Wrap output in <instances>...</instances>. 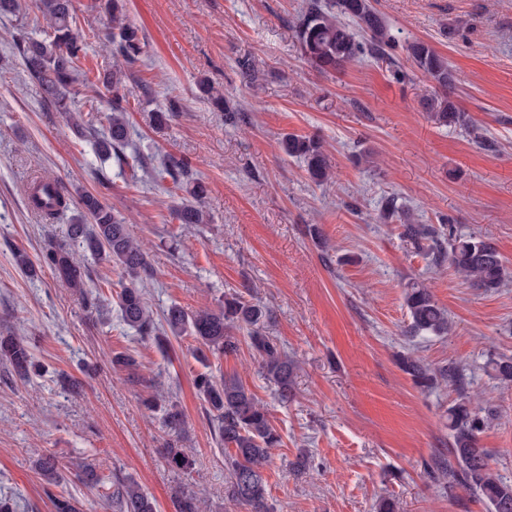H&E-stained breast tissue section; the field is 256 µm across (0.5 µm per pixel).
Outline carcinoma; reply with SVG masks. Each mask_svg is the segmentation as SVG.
Segmentation results:
<instances>
[{
	"mask_svg": "<svg viewBox=\"0 0 512 512\" xmlns=\"http://www.w3.org/2000/svg\"><path fill=\"white\" fill-rule=\"evenodd\" d=\"M94 2L95 7L112 18L109 43L124 63L99 78L111 93V113L108 117L109 136L97 140L96 146L99 154L108 158L114 156L120 164L127 165L128 157L123 153L128 139L126 108L123 107L128 102L126 69L140 62L143 46L137 29L126 22L125 0ZM38 9L48 21L51 34L43 39L22 35L16 39L15 48L24 72L38 84L47 106L64 113L75 132L83 136L85 128L72 113L70 94L73 85L80 82L79 63L86 55L87 46L76 32L73 0H38ZM293 27L302 56L320 73L341 71L362 57L375 61L393 60L390 50L396 46V37L371 0H305ZM405 51L417 69L441 88L452 84L447 58L430 44L412 41L405 44ZM424 107L434 123L477 134L470 117L448 94L428 98ZM281 149L285 155L304 163L313 182L319 184L330 179L331 162L315 137L287 134L281 140ZM153 172L156 180L169 179L173 189L183 190L190 196L173 211V218L178 223H208L201 205L208 187L197 177L189 161L170 157ZM42 191L47 202L37 201L38 213L50 224L68 208L71 197L64 184L54 179L45 183ZM78 206L80 211L68 225L67 239L49 242L36 264L26 253H14L17 265L28 274L36 272L37 264L45 266L65 285L80 291L85 287V270L74 257L73 246L78 243L98 260L120 267L130 279L119 295L120 319L135 330L141 340H154L161 346L170 335L176 338L189 335L200 344L199 359L205 363L207 351L219 358L237 353L236 333L242 331L249 338L250 348L260 358L262 373L273 385L278 401L285 403L292 397L296 364L272 337L264 334L268 312L263 305L235 293L224 296L216 310L189 313L172 305L161 318H155L143 288V284L152 279L153 272L129 226L91 193L79 194ZM401 228V237L425 252L432 264H448L478 288L495 290L512 276L507 262L488 240L475 235H457L450 228L449 247L446 248L428 224L403 223ZM404 303L411 318L409 335L441 337L448 334V313L429 288L419 283L410 284ZM0 362L9 366L19 378H28L30 371L38 365L30 338L0 336ZM399 366L422 389H432L443 382L457 384L461 381L455 366L450 364L431 370L411 354L401 356ZM492 370L500 381L512 382V356L493 360ZM194 384L213 422L215 438L224 446V461L230 472L228 497L247 506L248 512H270L265 469L272 450L280 447L282 440L271 424L267 405L235 375L218 378L205 371L197 374ZM164 414L169 431L182 430L184 414L177 405L168 404ZM486 422L487 416L482 414L480 405L466 397L457 399L448 407V456L435 457L428 465L427 473L439 482L448 481L450 494L458 488L472 492L485 502L488 512H512V482L492 471L487 454L478 446V436ZM166 462L178 471L193 468V460L182 449L173 446L166 449ZM35 470L48 485H55L60 480L56 460L50 455L40 458ZM74 476L86 484H102L96 465L91 462L77 464ZM106 498L112 501L114 512H156L151 499L134 480L116 482ZM176 512H201L200 500L189 491L183 492L177 498Z\"/></svg>",
	"mask_w": 512,
	"mask_h": 512,
	"instance_id": "cac0c4a2",
	"label": "carcinoma"
}]
</instances>
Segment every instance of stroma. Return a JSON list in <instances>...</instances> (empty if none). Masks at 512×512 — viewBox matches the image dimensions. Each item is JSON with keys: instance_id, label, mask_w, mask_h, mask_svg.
<instances>
[{"instance_id": "1", "label": "stroma", "mask_w": 512, "mask_h": 512, "mask_svg": "<svg viewBox=\"0 0 512 512\" xmlns=\"http://www.w3.org/2000/svg\"><path fill=\"white\" fill-rule=\"evenodd\" d=\"M23 2L21 14L0 16V336L32 337L43 370L23 382L0 364V496L14 512H53L54 494L76 498L81 512H113L102 488L73 477L84 458L104 485L117 476L138 482L157 512H175L183 490L199 492L205 512H246L225 493L224 450L194 387L203 367L193 338L164 350L141 341L119 320L116 295L127 277L87 251L78 253L88 269L81 293L49 268L31 276L15 264V252L34 260L49 240L63 239L75 215L42 221L27 200L34 175L93 192L125 220L154 273L145 290L155 315L174 304L214 310L235 292L266 306L267 335L298 363L293 397L275 399L248 338L211 369L237 375L282 436L265 471L271 512H374L388 496L400 512H487L466 490L448 493L424 464L448 451L449 406L477 395L494 413L479 445L512 480V383H499L491 367L512 355V280L494 291L472 286L431 265L401 238L398 220L379 213L382 198L396 196L411 223L480 236L512 264V0H373L400 44L393 61L353 62L333 74L301 55L293 21L304 0H127L144 55L126 81L124 152L143 157V168L100 161L93 137H78L45 105L13 40L18 30L44 38L49 28L36 0ZM92 3H73L88 84L72 109L96 105L93 124L103 132L109 110L96 79L116 59L103 41L110 17ZM415 40L447 58L451 95L488 145L429 119L423 102L439 88L408 59L403 46ZM244 59L255 79L241 74ZM203 79L238 122L225 121ZM287 133L320 138L332 179L313 183L282 153ZM363 149L370 161L355 162ZM169 156L190 160L207 183L208 223L173 220L182 192L149 173ZM313 224L325 245L310 236ZM417 281L447 310L448 336L405 335L404 293ZM86 293L98 296L99 310L85 308ZM409 351L434 368L455 362L465 386L416 387L397 362ZM118 352L135 367L114 368ZM159 390L184 414L178 445L195 461L191 473L163 458L170 436L144 403ZM48 453L62 475L52 487L34 469ZM302 454L310 466L300 470Z\"/></svg>"}]
</instances>
